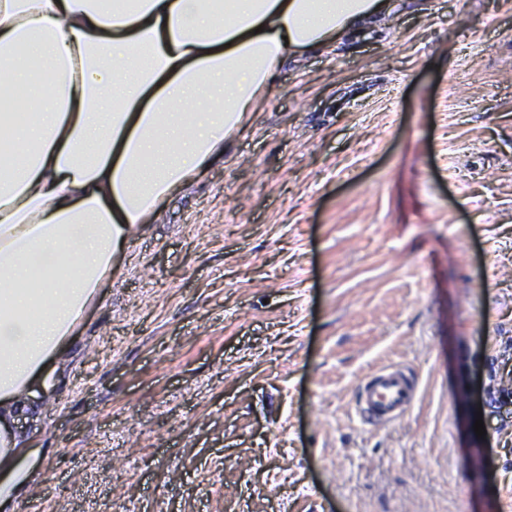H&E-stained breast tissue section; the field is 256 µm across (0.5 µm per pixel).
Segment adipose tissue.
I'll return each mask as SVG.
<instances>
[{
    "instance_id": "obj_1",
    "label": "adipose tissue",
    "mask_w": 512,
    "mask_h": 512,
    "mask_svg": "<svg viewBox=\"0 0 512 512\" xmlns=\"http://www.w3.org/2000/svg\"><path fill=\"white\" fill-rule=\"evenodd\" d=\"M393 0H0V99L39 119L0 168V512L20 419L72 348L133 228L222 161L288 59L391 20ZM71 275L60 283L58 268Z\"/></svg>"
}]
</instances>
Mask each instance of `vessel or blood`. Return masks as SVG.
I'll use <instances>...</instances> for the list:
<instances>
[{"label":"vessel or blood","instance_id":"1","mask_svg":"<svg viewBox=\"0 0 512 512\" xmlns=\"http://www.w3.org/2000/svg\"><path fill=\"white\" fill-rule=\"evenodd\" d=\"M415 392L416 382L406 370L388 365L368 375L360 384L357 409L376 423H391L404 415Z\"/></svg>","mask_w":512,"mask_h":512}]
</instances>
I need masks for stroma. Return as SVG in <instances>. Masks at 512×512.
I'll list each match as a JSON object with an SVG mask.
<instances>
[{
  "label": "stroma",
  "mask_w": 512,
  "mask_h": 512,
  "mask_svg": "<svg viewBox=\"0 0 512 512\" xmlns=\"http://www.w3.org/2000/svg\"><path fill=\"white\" fill-rule=\"evenodd\" d=\"M387 364L417 392L373 425ZM39 399L14 512H512V0L282 67ZM416 392V382L403 367L384 366L359 386L357 410L368 419L391 423L404 415Z\"/></svg>",
  "instance_id": "1"
}]
</instances>
